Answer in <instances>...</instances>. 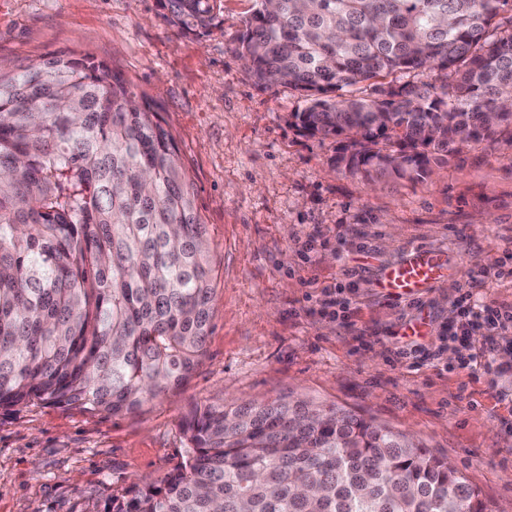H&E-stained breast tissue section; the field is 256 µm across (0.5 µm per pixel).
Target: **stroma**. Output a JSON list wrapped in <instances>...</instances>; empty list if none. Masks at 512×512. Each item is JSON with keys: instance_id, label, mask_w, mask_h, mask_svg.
<instances>
[{"instance_id": "1", "label": "stroma", "mask_w": 512, "mask_h": 512, "mask_svg": "<svg viewBox=\"0 0 512 512\" xmlns=\"http://www.w3.org/2000/svg\"><path fill=\"white\" fill-rule=\"evenodd\" d=\"M251 0L184 36L159 0H0V68L62 49L123 75L170 125L218 271L207 351L178 391L124 416L35 403L0 408V512H101L186 456L197 405L284 395L336 404L448 459L491 512H512V343L498 373L466 366L482 335L451 339L465 295L512 304V135L460 146L426 181L370 183L302 135L287 87L254 85L234 52ZM419 248L447 278L412 296L377 283ZM349 308H341L340 298ZM425 319L420 363L394 355Z\"/></svg>"}]
</instances>
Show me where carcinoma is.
I'll use <instances>...</instances> for the list:
<instances>
[{"label": "carcinoma", "mask_w": 512, "mask_h": 512, "mask_svg": "<svg viewBox=\"0 0 512 512\" xmlns=\"http://www.w3.org/2000/svg\"><path fill=\"white\" fill-rule=\"evenodd\" d=\"M235 51L253 83L305 106L334 164L420 181L457 147L512 134L509 0H253ZM185 35L221 0H160ZM444 72L436 87L412 80ZM390 78L376 96L334 93ZM217 273L167 121L92 55L0 68V407L114 416L182 386L210 332ZM184 463L103 512H486L408 435L335 404L204 403Z\"/></svg>", "instance_id": "cac0c4a2"}]
</instances>
